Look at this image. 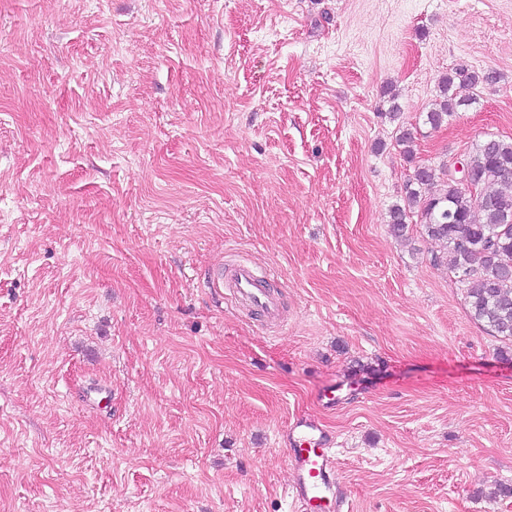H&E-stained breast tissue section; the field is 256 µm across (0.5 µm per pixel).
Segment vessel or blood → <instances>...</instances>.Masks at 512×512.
<instances>
[{"label":"vessel or blood","instance_id":"1","mask_svg":"<svg viewBox=\"0 0 512 512\" xmlns=\"http://www.w3.org/2000/svg\"><path fill=\"white\" fill-rule=\"evenodd\" d=\"M265 279L248 262L236 267L228 288L233 301L244 309L259 312L268 323L280 317V303ZM285 455L293 472L291 495L305 512H342L345 500L336 477V462L327 448L332 438L319 422L297 418L285 428Z\"/></svg>","mask_w":512,"mask_h":512}]
</instances>
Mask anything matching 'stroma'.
Instances as JSON below:
<instances>
[{
  "label": "stroma",
  "instance_id": "35a3bbf8",
  "mask_svg": "<svg viewBox=\"0 0 512 512\" xmlns=\"http://www.w3.org/2000/svg\"><path fill=\"white\" fill-rule=\"evenodd\" d=\"M500 80L438 129L458 63ZM418 161L512 139V0H0V512H512V356L420 222ZM248 259L276 329L217 300ZM337 387L344 402L323 409ZM284 431L283 449L294 472L290 494L304 511L343 512L346 500L340 493L336 462L325 452L333 438L319 422L307 418L290 421Z\"/></svg>",
  "mask_w": 512,
  "mask_h": 512
}]
</instances>
